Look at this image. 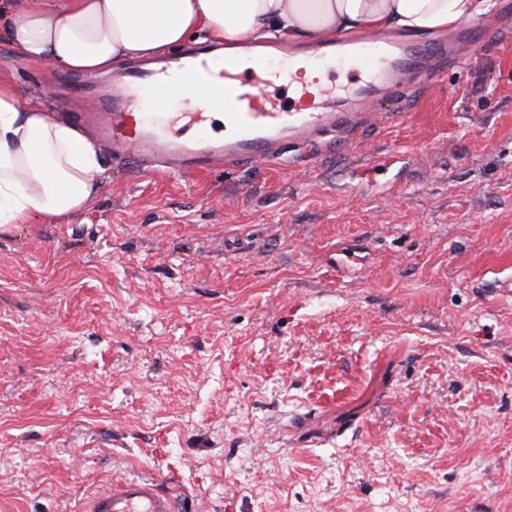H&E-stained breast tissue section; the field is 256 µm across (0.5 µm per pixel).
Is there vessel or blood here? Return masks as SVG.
<instances>
[{
	"mask_svg": "<svg viewBox=\"0 0 512 512\" xmlns=\"http://www.w3.org/2000/svg\"><path fill=\"white\" fill-rule=\"evenodd\" d=\"M488 38V26L472 23L449 38L417 41L409 36L369 32L311 48L309 67L334 68L336 61L352 66L341 86L318 93L301 90L287 103L271 99L267 82L253 69H241L244 56L276 58L288 67L293 53L275 41H249L237 55L214 59L210 46L190 45L169 55L160 66H129L112 76V95L104 99L94 133L100 145L119 158H133L174 172L208 171L218 163L234 167L288 161L289 148L305 151L320 139L350 130L359 115L381 97L405 93L408 85L432 79L457 44L478 51ZM221 78L229 98L223 129H216L207 112H182L167 90L188 78L204 85ZM159 98L163 104L141 112L142 99ZM84 512H177L176 499L162 491L155 479L135 476L97 492Z\"/></svg>",
	"mask_w": 512,
	"mask_h": 512,
	"instance_id": "b4317fda",
	"label": "vessel or blood"
}]
</instances>
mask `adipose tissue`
Here are the masks:
<instances>
[{
	"label": "adipose tissue",
	"instance_id": "1",
	"mask_svg": "<svg viewBox=\"0 0 512 512\" xmlns=\"http://www.w3.org/2000/svg\"><path fill=\"white\" fill-rule=\"evenodd\" d=\"M488 9V0H0L22 58L76 73L163 53L192 36L315 43L391 27L434 31ZM103 172L89 136L0 79V229L29 217L69 220Z\"/></svg>",
	"mask_w": 512,
	"mask_h": 512
}]
</instances>
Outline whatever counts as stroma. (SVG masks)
<instances>
[{
  "label": "stroma",
  "mask_w": 512,
  "mask_h": 512,
  "mask_svg": "<svg viewBox=\"0 0 512 512\" xmlns=\"http://www.w3.org/2000/svg\"><path fill=\"white\" fill-rule=\"evenodd\" d=\"M476 57L286 165L102 155L0 232V512H512V0ZM47 112L106 76L20 57ZM84 512H177L176 498L153 478L135 476L103 489L85 504Z\"/></svg>",
  "instance_id": "stroma-1"
}]
</instances>
